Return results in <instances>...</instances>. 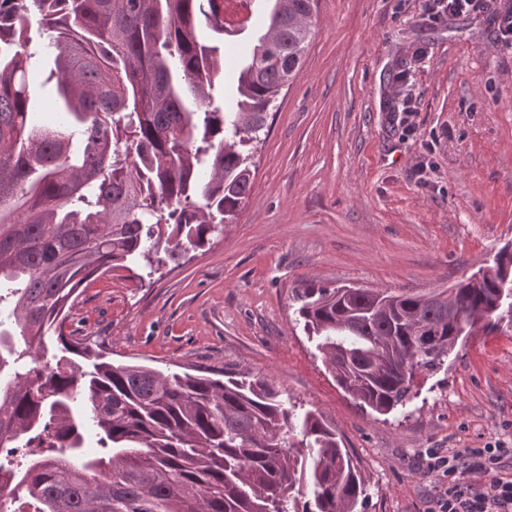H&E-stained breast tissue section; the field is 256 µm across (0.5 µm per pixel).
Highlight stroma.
Wrapping results in <instances>:
<instances>
[{"label":"stroma","instance_id":"stroma-1","mask_svg":"<svg viewBox=\"0 0 512 512\" xmlns=\"http://www.w3.org/2000/svg\"><path fill=\"white\" fill-rule=\"evenodd\" d=\"M315 35L274 108L251 193L210 244L161 274L116 268L82 285L74 335L162 371L248 370L332 423L356 458L364 512H431L426 449L512 448V327L476 334L421 380L406 413L363 410L296 319L304 280L430 294L512 244V47L491 15L431 23L422 0H318ZM35 109L55 80L31 30ZM414 133L391 99L410 47Z\"/></svg>","mask_w":512,"mask_h":512}]
</instances>
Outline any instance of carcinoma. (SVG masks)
<instances>
[{
  "label": "carcinoma",
  "mask_w": 512,
  "mask_h": 512,
  "mask_svg": "<svg viewBox=\"0 0 512 512\" xmlns=\"http://www.w3.org/2000/svg\"><path fill=\"white\" fill-rule=\"evenodd\" d=\"M272 2L219 108L218 0H0V512H362L336 427L268 379L114 362L66 333L89 277L153 272L234 222L314 35L317 0ZM35 19L57 74L48 125L33 121ZM504 271L506 246L431 295L307 282L295 313L337 385L386 415L474 335L459 314L499 329ZM92 435L103 452L85 453Z\"/></svg>",
  "instance_id": "obj_1"
}]
</instances>
